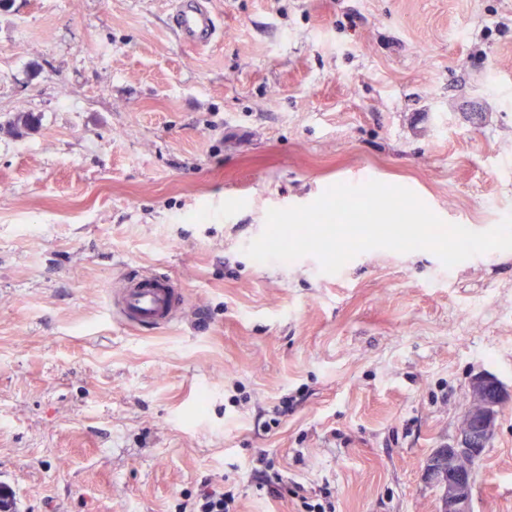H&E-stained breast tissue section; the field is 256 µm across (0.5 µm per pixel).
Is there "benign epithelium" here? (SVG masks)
I'll use <instances>...</instances> for the list:
<instances>
[{
  "mask_svg": "<svg viewBox=\"0 0 512 512\" xmlns=\"http://www.w3.org/2000/svg\"><path fill=\"white\" fill-rule=\"evenodd\" d=\"M454 446L431 450L422 465L423 481L438 492V512H472L477 464L494 438L500 408L512 389L488 373L474 375Z\"/></svg>",
  "mask_w": 512,
  "mask_h": 512,
  "instance_id": "1",
  "label": "benign epithelium"
}]
</instances>
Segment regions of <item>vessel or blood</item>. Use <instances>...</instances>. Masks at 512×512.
Masks as SVG:
<instances>
[{"label": "vessel or blood", "instance_id": "b4317fda", "mask_svg": "<svg viewBox=\"0 0 512 512\" xmlns=\"http://www.w3.org/2000/svg\"><path fill=\"white\" fill-rule=\"evenodd\" d=\"M174 24L182 41L192 46L209 44L217 34L203 0H179ZM184 307L185 296L172 279L145 271L124 280L112 311L128 326L164 328L179 319Z\"/></svg>", "mask_w": 512, "mask_h": 512}]
</instances>
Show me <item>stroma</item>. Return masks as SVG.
<instances>
[{"mask_svg":"<svg viewBox=\"0 0 512 512\" xmlns=\"http://www.w3.org/2000/svg\"><path fill=\"white\" fill-rule=\"evenodd\" d=\"M0 0V492L15 512H436L472 375L512 387V250L259 263L272 208L337 183L412 190L475 232L512 214V0ZM36 117L32 127L17 115ZM155 269L183 318L122 325ZM288 403L287 414L275 408ZM473 512H512V400ZM174 24L180 38L187 45H207L217 34L213 15L201 0H180ZM259 461L264 464L263 468H255L252 470L261 475L263 480L262 484L268 487V493L272 497L282 499L285 497L283 493V491H285L291 499L301 503V506L305 509L303 512H332L328 511L327 509L330 510L331 508L325 507L323 503H312V497L309 496L308 490L304 484L295 480L289 482L288 480H284L282 474L274 469V464L265 457L259 458ZM235 494L222 487H214L210 477L201 481V488L196 497L182 504L181 512H235ZM190 510H187V508Z\"/></svg>","mask_w":512,"mask_h":512,"instance_id":"1","label":"stroma"}]
</instances>
